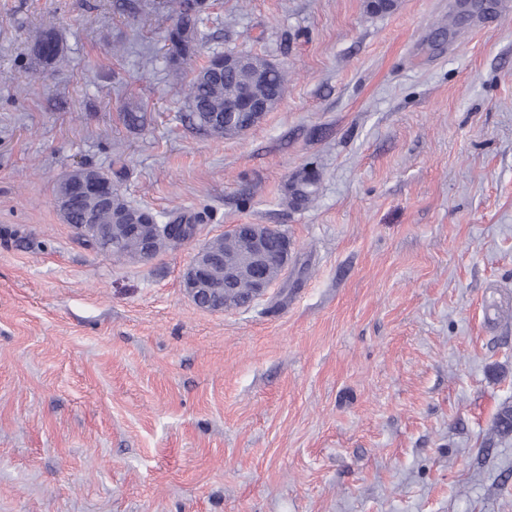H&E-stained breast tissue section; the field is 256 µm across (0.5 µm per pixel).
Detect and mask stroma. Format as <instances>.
<instances>
[{"label":"stroma","instance_id":"1","mask_svg":"<svg viewBox=\"0 0 512 512\" xmlns=\"http://www.w3.org/2000/svg\"><path fill=\"white\" fill-rule=\"evenodd\" d=\"M118 2L0 0V512H512V437L481 453L512 405V11L211 0L177 79L166 11ZM226 49L293 77L217 139L178 114ZM118 156L193 243H79L56 181ZM303 171L318 198L286 207ZM235 224L285 231L288 268L199 308L184 270ZM60 53L61 47L56 32L51 28L45 30L36 44L35 55L38 60L43 66H50L60 61Z\"/></svg>","mask_w":512,"mask_h":512}]
</instances>
